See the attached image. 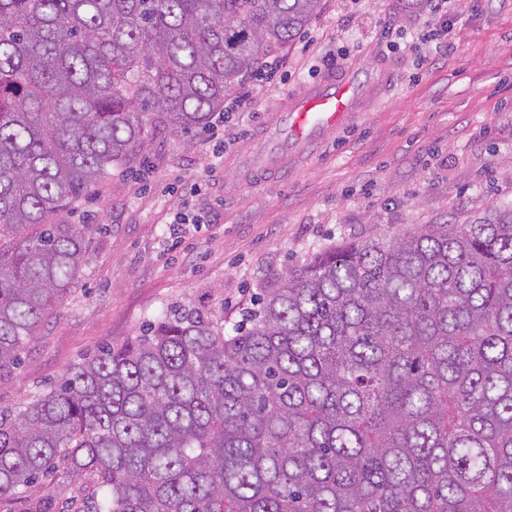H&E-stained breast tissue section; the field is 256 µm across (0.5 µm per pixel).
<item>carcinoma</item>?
<instances>
[{
  "instance_id": "cac0c4a2",
  "label": "carcinoma",
  "mask_w": 512,
  "mask_h": 512,
  "mask_svg": "<svg viewBox=\"0 0 512 512\" xmlns=\"http://www.w3.org/2000/svg\"><path fill=\"white\" fill-rule=\"evenodd\" d=\"M318 0H0V383L88 264L47 223L147 136L192 140ZM87 512H512V204L329 248L233 333L192 310L0 411V503Z\"/></svg>"
}]
</instances>
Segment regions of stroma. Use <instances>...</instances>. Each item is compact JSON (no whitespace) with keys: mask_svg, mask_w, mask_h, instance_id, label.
Listing matches in <instances>:
<instances>
[{"mask_svg":"<svg viewBox=\"0 0 512 512\" xmlns=\"http://www.w3.org/2000/svg\"><path fill=\"white\" fill-rule=\"evenodd\" d=\"M430 34L407 0H318L270 79L224 132L147 139L137 160L55 221L90 223L85 276L42 321L0 411L60 384L164 310L195 308L232 331L260 289L335 245L391 238L512 203V0H448ZM337 66L386 82L333 137L250 182L231 165L267 112Z\"/></svg>","mask_w":512,"mask_h":512,"instance_id":"35a3bbf8","label":"stroma"}]
</instances>
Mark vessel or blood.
Segmentation results:
<instances>
[{"instance_id": "obj_1", "label": "vessel or blood", "mask_w": 512, "mask_h": 512, "mask_svg": "<svg viewBox=\"0 0 512 512\" xmlns=\"http://www.w3.org/2000/svg\"><path fill=\"white\" fill-rule=\"evenodd\" d=\"M369 90L368 83L349 71L328 72L307 85L283 111L271 116L265 164L277 165L292 147L321 139L340 126Z\"/></svg>"}]
</instances>
